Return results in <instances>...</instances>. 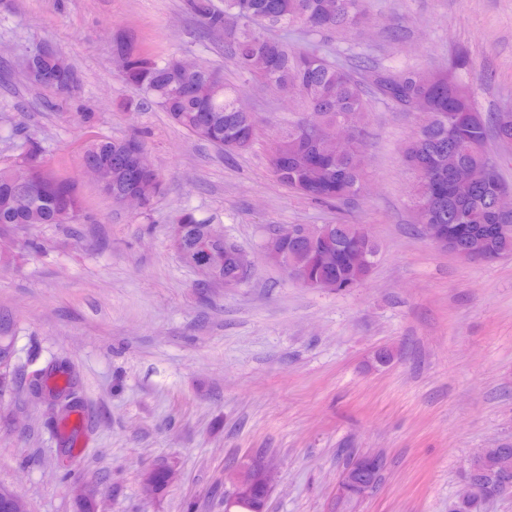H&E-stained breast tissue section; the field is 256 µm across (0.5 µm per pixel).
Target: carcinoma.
I'll return each instance as SVG.
<instances>
[{
    "mask_svg": "<svg viewBox=\"0 0 512 512\" xmlns=\"http://www.w3.org/2000/svg\"><path fill=\"white\" fill-rule=\"evenodd\" d=\"M332 10L325 0H224L219 7L214 0H185L187 10L212 32L224 34V50L239 69L251 79L278 93L296 98L303 117L288 121L278 134L283 149L270 155L269 165L275 179L288 189L322 202L344 200L357 195L364 182L363 171L351 156L321 154L322 148L311 137L321 125H340L352 116L351 130L363 143V117L367 112L366 93L408 112L416 102L425 104V115L409 136L404 149L405 166L415 175V211L442 210L444 224L450 226L455 245L462 250L485 224H498L501 232L481 242L480 257L487 261L512 254V215L505 217L494 207L495 187L503 183L498 169L489 166L487 150L489 132L498 142L512 143V122L504 125L489 122L481 115L466 91L458 90L460 81L446 72L426 69H403L370 66L368 82L359 79L344 65L326 60L318 54L295 47L288 39L268 35L272 27H300L309 33L336 29H355L367 18L366 0H333ZM113 55L124 57L122 78L135 86L140 97L124 101L128 110L155 106L166 112L172 122L200 141L216 145L227 154L247 150L257 139L260 121L244 101V90L224 80V71L209 65L188 72L182 58L157 59L138 50L121 32L112 36ZM34 66L56 75L53 89L66 92L65 84L77 69L62 55L39 54ZM144 148L136 135L122 138L104 137L92 142L91 158L112 164V195L132 191L153 199L161 189V177L137 172L130 166L131 157ZM479 173L478 182L469 193L453 204L430 200L427 181L448 180L453 167ZM71 197L80 220L81 203L74 185L56 177L44 166L20 171L0 169V255L26 250L32 241L12 238L11 227L60 224L56 197ZM185 225L184 263L195 260L196 248L207 250L208 260L219 266L217 284L224 280L243 283L248 275L240 274L234 264L235 243L214 234L211 220L193 210L178 216ZM350 224H330L331 245L342 249L354 242ZM278 245L296 254L298 273L303 278L330 281L343 289L358 285L371 268H353L343 264L322 265L319 251L324 245L321 233L294 224L276 233ZM466 480L479 488L512 490V475H503L491 457L472 459Z\"/></svg>",
    "mask_w": 512,
    "mask_h": 512,
    "instance_id": "carcinoma-1",
    "label": "carcinoma"
}]
</instances>
